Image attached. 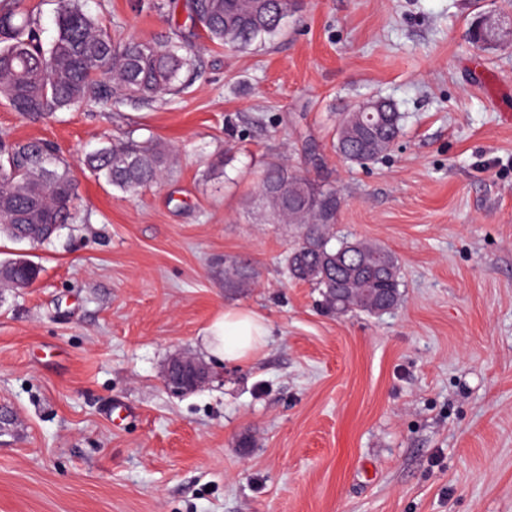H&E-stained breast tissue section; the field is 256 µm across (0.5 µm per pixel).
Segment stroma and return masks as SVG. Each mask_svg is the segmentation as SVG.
<instances>
[{"mask_svg":"<svg viewBox=\"0 0 512 512\" xmlns=\"http://www.w3.org/2000/svg\"><path fill=\"white\" fill-rule=\"evenodd\" d=\"M82 0L117 41L191 32L185 0ZM506 0H302L241 53L199 42L195 81L151 105L47 120L0 101V140L57 146L74 221L0 261L42 268L0 286V512H512V46L468 29ZM382 97L404 116L368 167L332 147L339 113ZM124 134L176 167L135 196L81 158ZM285 158L342 194L336 233L385 246L403 297L337 317L282 262L301 233L252 198ZM251 258L258 286H224ZM228 307L272 334L254 359L209 355ZM182 352L210 385L169 392ZM23 259V260H22ZM41 267L31 261L27 255L0 262V280L10 288H27L39 278Z\"/></svg>","mask_w":512,"mask_h":512,"instance_id":"obj_1","label":"stroma"}]
</instances>
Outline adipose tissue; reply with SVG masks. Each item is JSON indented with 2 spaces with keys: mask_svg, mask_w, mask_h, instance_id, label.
<instances>
[{
  "mask_svg": "<svg viewBox=\"0 0 512 512\" xmlns=\"http://www.w3.org/2000/svg\"><path fill=\"white\" fill-rule=\"evenodd\" d=\"M270 334V326L260 314L229 307L209 326L205 343L208 351L220 359L245 362L264 349Z\"/></svg>",
  "mask_w": 512,
  "mask_h": 512,
  "instance_id": "ef3b65f1",
  "label": "adipose tissue"
}]
</instances>
